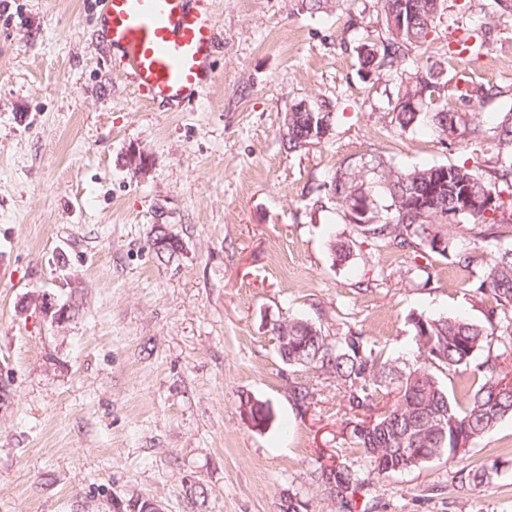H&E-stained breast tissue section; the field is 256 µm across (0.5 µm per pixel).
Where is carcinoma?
Returning a JSON list of instances; mask_svg holds the SVG:
<instances>
[{"mask_svg": "<svg viewBox=\"0 0 512 512\" xmlns=\"http://www.w3.org/2000/svg\"><path fill=\"white\" fill-rule=\"evenodd\" d=\"M301 2L312 15L344 6V0ZM377 4L386 38L379 45H363L359 63L368 72L383 67L398 70L411 48L427 42L444 0H377ZM486 45L487 30L480 28L458 41L455 54L477 56ZM444 87L442 70L434 65L406 74L393 107L400 132L423 126L450 138L462 132L475 141H491L495 155L488 176L448 162L444 164L448 183L430 198L428 185L436 165L402 169L392 158L375 154L360 160L354 170L336 172L328 188L346 219L353 205L368 202L370 222L357 225L364 237L444 258L453 251L464 221L500 213L501 223L472 232V249L454 251L456 264L468 267L475 261L476 250L498 238L501 224L512 223V210L504 209L500 201L502 188L512 189V109L490 124L483 112H459L448 108L446 98L436 101ZM313 116L331 123V114L313 105L308 112L292 113L283 133L288 150L298 151L314 142L309 137ZM374 184L382 189L386 203L374 198ZM464 189L474 198L473 208L451 223L444 220L443 214L454 210L453 202ZM488 191L495 196V204L487 210L482 198ZM438 240L444 242L440 250L435 247ZM477 292L494 300L481 322L463 315L411 318L418 349L417 364L411 367L384 356L363 333L350 328L338 330L331 339L300 318H285L272 326L273 335L288 337V347L276 345L282 362L335 378L349 411L356 414L383 403L376 418L346 422L350 444L364 455L365 468L354 469L340 461L317 473L322 495L335 497L336 512H353L354 493L391 473L443 455L450 463L458 461L499 421L512 418V388L505 384L506 373L495 362L472 367L476 354L494 341L512 343V249L490 255ZM442 374L465 380L461 396L448 392ZM490 478L485 468L460 469V481L470 486L479 487ZM280 512H310L309 502L290 492Z\"/></svg>", "mask_w": 512, "mask_h": 512, "instance_id": "carcinoma-1", "label": "carcinoma"}]
</instances>
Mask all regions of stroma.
Instances as JSON below:
<instances>
[{
  "label": "stroma",
  "instance_id": "1",
  "mask_svg": "<svg viewBox=\"0 0 512 512\" xmlns=\"http://www.w3.org/2000/svg\"><path fill=\"white\" fill-rule=\"evenodd\" d=\"M101 0H0V512H279L283 493L330 512L319 468L346 460L351 414L334 378L285 365L271 325L294 316L362 331L415 361L410 315L480 321L467 267L358 234L327 189L336 170L381 153L399 167H487L490 143L428 129L399 134L396 72L361 68L384 38L376 0L309 14L299 0H213L217 79L173 109L146 101L114 66ZM475 61L455 56L479 26ZM491 86L488 117L512 109V14L448 0L409 68ZM333 116L288 152L299 101ZM147 158L134 174L129 149ZM183 248H148L154 224ZM351 241L343 263L331 251ZM308 388L298 406L291 389ZM269 401L264 431L240 399ZM488 466V483L460 468ZM358 512H512V418L461 463L438 456L356 497Z\"/></svg>",
  "mask_w": 512,
  "mask_h": 512
}]
</instances>
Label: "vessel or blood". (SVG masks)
<instances>
[{
	"label": "vessel or blood",
	"instance_id": "obj_1",
	"mask_svg": "<svg viewBox=\"0 0 512 512\" xmlns=\"http://www.w3.org/2000/svg\"><path fill=\"white\" fill-rule=\"evenodd\" d=\"M101 25L114 64L149 101L181 105L217 77L208 0H103Z\"/></svg>",
	"mask_w": 512,
	"mask_h": 512
}]
</instances>
